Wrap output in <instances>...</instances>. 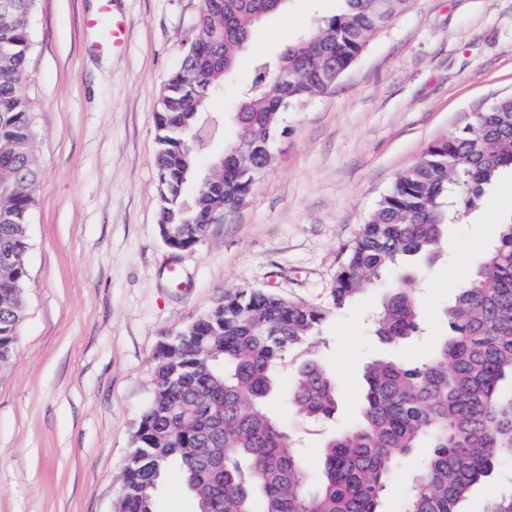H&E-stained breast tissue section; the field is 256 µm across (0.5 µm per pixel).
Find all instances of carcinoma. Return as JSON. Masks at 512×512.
I'll use <instances>...</instances> for the list:
<instances>
[{
  "mask_svg": "<svg viewBox=\"0 0 512 512\" xmlns=\"http://www.w3.org/2000/svg\"><path fill=\"white\" fill-rule=\"evenodd\" d=\"M285 0H206L182 40L178 68L165 81L156 112L158 231L171 249L192 247L217 216L251 195L273 155L244 161L239 141L205 168L191 135L213 96L237 67L254 27ZM344 6L254 65L239 100L240 137L266 148L285 131L286 108H301L332 87L363 54L374 30L405 0H342ZM37 0H13L0 12V368L15 353L26 315L28 224L40 194L34 130L36 102L25 91ZM286 70L301 81L284 91L266 74ZM512 168V96L497 99L461 130L432 141L394 182L345 248L323 302L309 304L263 288L224 295L179 335L162 339L151 366L152 393L138 416L116 512H155L159 482L178 468L197 512H384L400 462L420 451L401 512H461L472 489L512 462V219L454 301L443 311L446 334L431 352L402 361L379 356L363 370L359 419L326 438L311 469L291 451L293 436L273 418L279 368L292 348L341 312L388 271L373 334L401 344L421 329L417 297L406 283L414 261L432 258L444 228ZM194 189L186 198L188 189ZM310 421L333 418L336 378L316 360L303 363L282 393Z\"/></svg>",
  "mask_w": 512,
  "mask_h": 512,
  "instance_id": "cac0c4a2",
  "label": "carcinoma"
}]
</instances>
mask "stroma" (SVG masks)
<instances>
[{
    "label": "stroma",
    "mask_w": 512,
    "mask_h": 512,
    "mask_svg": "<svg viewBox=\"0 0 512 512\" xmlns=\"http://www.w3.org/2000/svg\"><path fill=\"white\" fill-rule=\"evenodd\" d=\"M201 0H39L27 92L36 101L41 191L28 226L26 317L0 374V512H113L137 417L151 395L159 341L240 288L317 304L342 248L397 177L433 140L512 95V0H409L328 95L289 113L246 204L196 247L170 251L157 231L155 113ZM339 0H288L254 31L223 98L211 106L234 141V116L254 63L336 13ZM124 24L121 44L103 25ZM512 217V170L448 225L418 296L428 351L442 310ZM373 286L290 351L320 360L342 396L334 423L300 418L282 399L271 413L317 463L324 436L347 426L363 368L381 346L367 319Z\"/></svg>",
    "instance_id": "obj_1"
}]
</instances>
